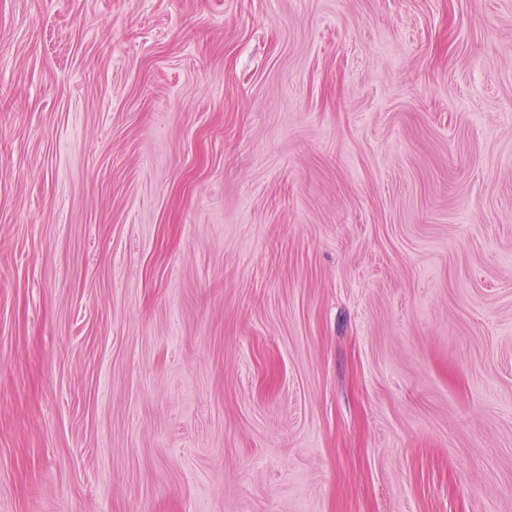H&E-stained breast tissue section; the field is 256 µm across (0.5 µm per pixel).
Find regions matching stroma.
Listing matches in <instances>:
<instances>
[{
    "label": "stroma",
    "mask_w": 512,
    "mask_h": 512,
    "mask_svg": "<svg viewBox=\"0 0 512 512\" xmlns=\"http://www.w3.org/2000/svg\"><path fill=\"white\" fill-rule=\"evenodd\" d=\"M0 512H512V0H0Z\"/></svg>",
    "instance_id": "stroma-1"
}]
</instances>
